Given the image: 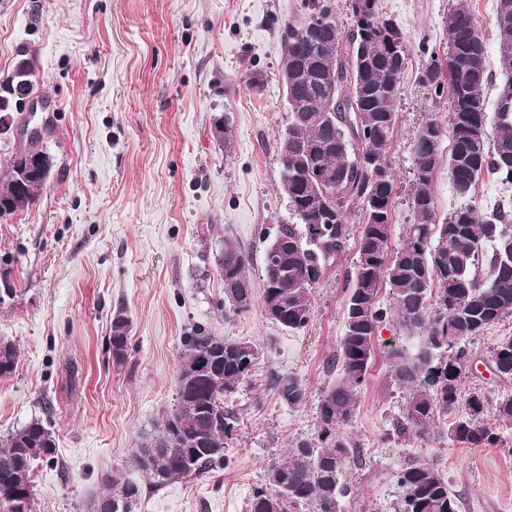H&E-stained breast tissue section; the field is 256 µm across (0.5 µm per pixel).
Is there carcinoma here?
<instances>
[{"label": "carcinoma", "instance_id": "carcinoma-1", "mask_svg": "<svg viewBox=\"0 0 512 512\" xmlns=\"http://www.w3.org/2000/svg\"><path fill=\"white\" fill-rule=\"evenodd\" d=\"M303 8L306 16L319 14L326 20L321 36L336 40L337 51L328 57L307 46L304 20H287L280 28L283 67L299 72L308 64L321 84L313 90L299 81L288 84V96L306 98L310 111L289 116L277 142L290 221L279 225L264 252L261 298L266 318L288 330L305 328L312 316L311 289L343 253L352 212L360 211L362 227L344 334L329 360L337 375L318 404L317 441L297 440L270 464V489L255 491L250 512H340L347 493L342 469L355 454V444L341 427L353 415L373 365L375 339L391 314L417 343L411 352L394 350L389 355L391 380L409 395L387 438L428 442L439 418L450 414L452 419L442 428L448 440L486 448L498 444L489 417L512 423V394L502 395L491 409L481 390L464 393L461 388L471 358L467 342L512 315V196L495 200L481 212L472 204L486 177L512 186V0H496L495 12L497 70L504 78L497 99L506 97L508 102L486 112L484 90L491 74L468 0H456L446 19L448 83H443L442 67L435 59L418 75L419 85L435 95L448 92L453 144L443 153L445 131L435 119L417 129L414 176L407 191L411 219L394 246L390 229L395 184L386 154L409 59L405 37L378 6L359 13L348 0L353 25L352 50L346 56L334 0H303ZM19 67L27 74L16 78V94L0 101V134L31 121L18 114L17 100L34 92L35 63L23 52L14 65ZM432 131L439 138L428 151L424 140ZM365 155L374 158V165L360 164L359 157ZM444 162L461 203L442 218L432 183ZM51 167L41 137L12 155L0 180V205L13 204L4 217L38 200L22 193L19 169L48 174ZM215 262L232 311H249L255 302L248 275L250 254L226 236ZM384 290L392 299L390 312L380 305ZM129 333L130 321L115 314L109 344L117 360L125 356ZM257 356L253 345L214 336L201 327L185 336L174 406L157 431L132 451L131 469L144 472L147 483L160 488L225 464L226 440L236 432L239 419L224 408V396L247 381ZM200 357L208 358L213 373L183 383L181 377ZM488 358L499 378L512 380V336L494 344ZM17 362V348L0 343V377L11 375ZM266 386L290 407H299L308 398L296 377L275 369L268 371ZM53 448V433L38 419L15 430L7 445L0 446V495L15 503L14 512H24L31 497L34 462L52 455ZM397 477L402 488L398 512H459L460 499L448 480L420 457L405 460ZM142 495L141 482L114 479L93 500L92 510L134 512Z\"/></svg>", "mask_w": 512, "mask_h": 512}]
</instances>
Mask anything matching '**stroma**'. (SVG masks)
<instances>
[{"instance_id": "stroma-1", "label": "stroma", "mask_w": 512, "mask_h": 512, "mask_svg": "<svg viewBox=\"0 0 512 512\" xmlns=\"http://www.w3.org/2000/svg\"><path fill=\"white\" fill-rule=\"evenodd\" d=\"M454 4L378 2L409 51L387 155L397 227L410 218L415 131L429 118L448 121V98L428 95L417 77L430 59H444ZM303 16L302 0H0V77L20 52L32 55L34 95L45 103L36 120L48 128L54 161L39 199L0 220V274L14 288L0 303V341L19 353L15 372L0 378V445L35 419L56 443L34 464L24 512H90L103 477L126 476L132 450L174 403L182 342L198 326L260 352L248 381L224 400L240 422L228 464L147 493L137 512H248L270 462L293 441L317 437L356 244L313 288L312 319L296 332L267 320L258 302L232 313L214 262L231 236L249 250V275L260 283L265 237L288 221L276 160L286 123L279 29ZM220 116L231 127L226 147L212 135ZM119 311L131 322L121 360L108 340ZM507 336L512 316L470 341L463 389L492 402L512 393L487 359ZM412 346L392 321L376 340L369 380L342 427L358 446L343 468L342 512H398L395 473L414 455L447 478L460 512H512V423L497 424L500 441L487 448L444 436L385 442L405 398L388 357ZM272 369L303 383L305 405L288 407L268 390Z\"/></svg>"}]
</instances>
